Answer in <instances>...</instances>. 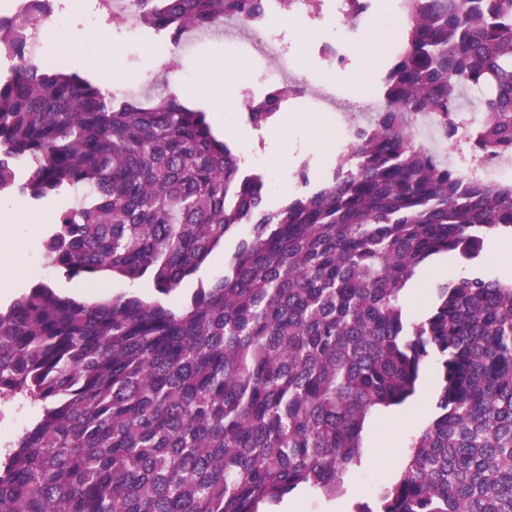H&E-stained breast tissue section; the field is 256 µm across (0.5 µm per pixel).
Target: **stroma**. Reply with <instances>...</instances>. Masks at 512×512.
I'll return each mask as SVG.
<instances>
[{
	"label": "stroma",
	"mask_w": 512,
	"mask_h": 512,
	"mask_svg": "<svg viewBox=\"0 0 512 512\" xmlns=\"http://www.w3.org/2000/svg\"><path fill=\"white\" fill-rule=\"evenodd\" d=\"M389 0H372V15L362 30L349 34L336 26L308 22L312 36L301 40L295 30H287L288 49L296 62V71L304 77L308 87L295 98L289 99L287 109L280 113L278 124L290 127L297 142L320 140L317 152L300 156L298 163L280 167L275 163V143L268 128L253 129L244 113L238 112V94L226 95L224 114L229 127L240 129L254 137L253 154L260 161V172L264 175L269 190L265 199L268 208L279 207L282 202L300 193L301 188L295 177L299 164H306L310 171V186H322L336 164L332 152L338 129L353 124L355 108L362 99L361 90L371 85L383 70L384 56L367 61L361 49L373 31L387 29L390 35H397V26L388 22ZM70 0H55L54 18L61 28L75 34L78 39L76 52L82 57L81 68L86 76L103 81L104 72L100 61H115L132 78L142 91H150L151 80L156 71L147 69L144 58L145 46H153L163 59L162 69L169 72L172 83L195 81L197 65L201 58L212 54L222 55L226 64V81L235 83L239 72L248 68L241 56L231 52L224 38H207L189 48L173 45L168 34L141 28L135 34L112 25L106 13L98 9L78 12L69 6ZM109 28L111 38L99 41V28ZM343 41L345 60L341 68L327 66L314 52L317 44L325 41ZM324 83L336 86V104L326 112L324 123H317L309 111L310 91ZM73 192H65L46 199L41 205H34L27 196L17 190L0 192V212L11 209L15 217L11 223H0V305H8L12 297L37 283L45 282L59 293L74 297L79 289L88 288L94 297L109 298L118 293H129L144 297L154 296L155 290L147 281L129 282L109 275L94 278L77 276L65 277L49 266L45 259L44 244L53 229L58 208L72 203ZM249 230L240 225L235 234L225 238L223 246L214 250L201 265L195 278L187 280L177 293L168 297L171 306L181 305L195 288L198 281L210 282L223 276L224 258L231 255L239 239ZM502 236L494 235L485 242L481 258L473 264L442 256L430 262L408 285V299L405 308L412 318L423 317L431 301V290L436 284L455 280L457 274L471 275L476 271L502 279L512 278V253L504 252ZM440 385L438 366L427 361L421 374L416 394L395 412L386 414L384 422H369L363 431L362 464L351 475L352 486L363 494H371L380 483L396 478L404 465L405 447L408 441L418 435L427 425L434 411V397Z\"/></svg>",
	"instance_id": "stroma-1"
}]
</instances>
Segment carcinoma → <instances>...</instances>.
Here are the masks:
<instances>
[{
  "instance_id": "carcinoma-1",
  "label": "carcinoma",
  "mask_w": 512,
  "mask_h": 512,
  "mask_svg": "<svg viewBox=\"0 0 512 512\" xmlns=\"http://www.w3.org/2000/svg\"><path fill=\"white\" fill-rule=\"evenodd\" d=\"M179 43L262 0H136ZM409 25L379 76L381 122L356 129L325 184L277 209L263 174L166 86L117 96L14 49L0 76V191L70 188L45 241L67 277L147 280L157 296L78 301L38 283L0 309V400L38 405L0 459V512H271L302 488L352 512H512V279L439 283L401 302L439 255L477 260L512 233V189L466 175L512 156V0H405ZM480 125L453 166L416 147L410 118L447 138L465 91ZM274 97L251 107L256 126ZM224 276L181 288L224 238ZM442 374L435 413L393 480L350 487L363 430Z\"/></svg>"
}]
</instances>
